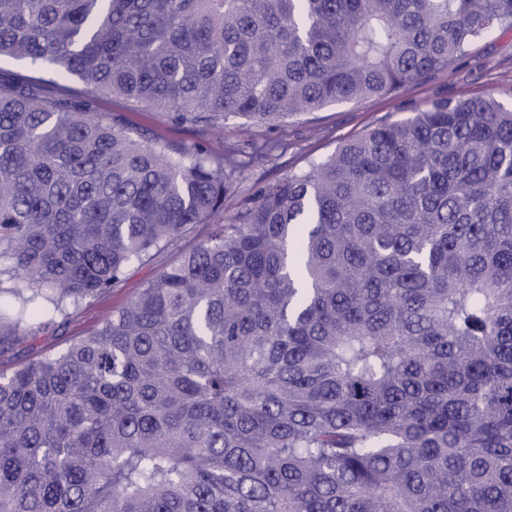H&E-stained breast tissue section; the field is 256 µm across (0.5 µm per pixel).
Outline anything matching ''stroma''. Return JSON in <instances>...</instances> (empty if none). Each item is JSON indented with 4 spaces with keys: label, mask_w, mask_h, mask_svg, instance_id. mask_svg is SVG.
<instances>
[{
    "label": "stroma",
    "mask_w": 512,
    "mask_h": 512,
    "mask_svg": "<svg viewBox=\"0 0 512 512\" xmlns=\"http://www.w3.org/2000/svg\"><path fill=\"white\" fill-rule=\"evenodd\" d=\"M440 95L451 98L491 95L511 107L512 30L492 32L448 75L406 86L389 97L329 105L278 129L257 128V141L277 143L279 149L271 162L245 170L238 196L225 202V210H234L240 198L247 196L253 183L277 180L289 170L304 167L311 160L331 154L339 142L363 129L386 119L408 117L413 105ZM99 108L104 112L123 113L134 131L161 141L218 148L240 140L237 124L232 120L226 121L219 131L201 124L181 125L167 113L145 112L118 97L100 98ZM194 244V238L190 237L149 260L134 263L120 283L82 301L56 333L20 339L14 350L1 352L0 368L12 369L16 362L35 359L51 348L64 346L74 338L93 332L111 317L113 311L125 306L164 267Z\"/></svg>",
    "instance_id": "obj_1"
}]
</instances>
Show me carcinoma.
<instances>
[{
	"instance_id": "obj_1",
	"label": "carcinoma",
	"mask_w": 512,
	"mask_h": 512,
	"mask_svg": "<svg viewBox=\"0 0 512 512\" xmlns=\"http://www.w3.org/2000/svg\"><path fill=\"white\" fill-rule=\"evenodd\" d=\"M512 0H0V351L197 242L101 328L0 371V512H512V107L438 96L257 182L277 126L446 72ZM77 79L82 89L68 85ZM99 108L102 112H122L128 125L139 134L175 144H205L212 148L240 142L236 121L229 120L218 132L207 125H181L166 112L141 111L132 103L118 97H101Z\"/></svg>"
}]
</instances>
